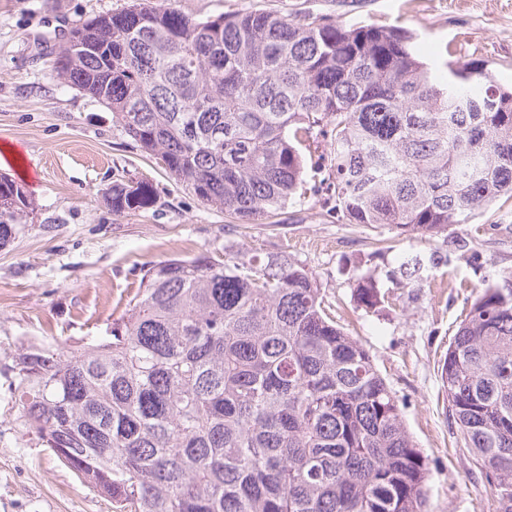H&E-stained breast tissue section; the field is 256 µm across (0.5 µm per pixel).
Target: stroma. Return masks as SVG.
<instances>
[{"label": "stroma", "mask_w": 512, "mask_h": 512, "mask_svg": "<svg viewBox=\"0 0 512 512\" xmlns=\"http://www.w3.org/2000/svg\"><path fill=\"white\" fill-rule=\"evenodd\" d=\"M130 0H0V171L26 183L38 210L0 247V512H113L25 425L12 398L14 360L31 346L104 335L150 264L202 252L288 256L316 278L332 316L369 351L395 394L429 469L426 512H495L484 475L466 452L440 380L468 298L512 270V203L450 226L447 238L405 237L379 252L387 226L341 224L322 196L276 217L237 224L177 184L159 160L113 125L97 99L62 84L54 51L70 30ZM196 18L272 11L319 12L346 24L417 33L423 55L487 61L512 86V0H173ZM16 155H8V148ZM149 184L148 209L113 213V184ZM424 267L409 285L390 277L403 254ZM373 276L383 305H357L353 285Z\"/></svg>", "instance_id": "1"}]
</instances>
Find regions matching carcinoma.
Wrapping results in <instances>:
<instances>
[{
    "label": "carcinoma",
    "instance_id": "carcinoma-1",
    "mask_svg": "<svg viewBox=\"0 0 512 512\" xmlns=\"http://www.w3.org/2000/svg\"><path fill=\"white\" fill-rule=\"evenodd\" d=\"M53 69L238 224L310 192L343 224L430 240L512 200V87L479 60L426 61L399 27L131 0L73 29ZM107 195L115 213L155 201L148 185ZM34 210L0 173V247ZM420 266L404 255L398 273ZM354 295L382 303L371 276ZM15 369L25 424L114 512H425L427 463L395 395L288 259L155 263L107 335L29 347ZM441 379L496 512H512L511 271L470 304Z\"/></svg>",
    "mask_w": 512,
    "mask_h": 512
}]
</instances>
